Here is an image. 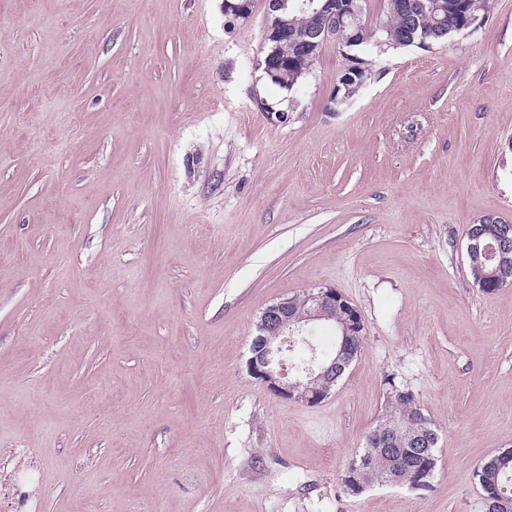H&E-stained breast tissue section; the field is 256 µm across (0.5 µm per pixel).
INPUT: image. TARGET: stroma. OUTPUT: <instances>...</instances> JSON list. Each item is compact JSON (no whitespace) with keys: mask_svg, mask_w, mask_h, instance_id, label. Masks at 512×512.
Listing matches in <instances>:
<instances>
[{"mask_svg":"<svg viewBox=\"0 0 512 512\" xmlns=\"http://www.w3.org/2000/svg\"><path fill=\"white\" fill-rule=\"evenodd\" d=\"M267 24L266 0L232 27L224 0H0V482L39 476L38 512H478L512 448V285L466 255L512 224V0L363 53L340 106L345 49L288 91ZM320 287L365 336L308 406L247 359L266 306ZM390 377L439 431L433 486L352 496ZM348 62L349 64L339 79L346 89L342 100L356 94L365 83L366 70L362 64L351 59H348Z\"/></svg>","mask_w":512,"mask_h":512,"instance_id":"35a3bbf8","label":"stroma"}]
</instances>
